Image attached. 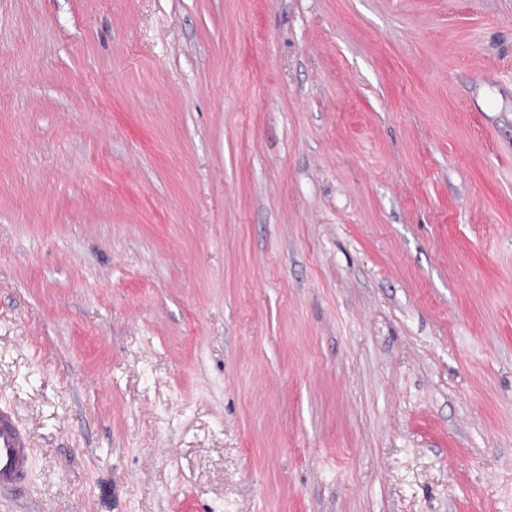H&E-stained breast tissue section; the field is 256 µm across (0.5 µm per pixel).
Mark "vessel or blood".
Returning a JSON list of instances; mask_svg holds the SVG:
<instances>
[{
  "label": "vessel or blood",
  "instance_id": "vessel-or-blood-1",
  "mask_svg": "<svg viewBox=\"0 0 512 512\" xmlns=\"http://www.w3.org/2000/svg\"><path fill=\"white\" fill-rule=\"evenodd\" d=\"M30 463V436L13 408L0 407V493H21L26 488Z\"/></svg>",
  "mask_w": 512,
  "mask_h": 512
}]
</instances>
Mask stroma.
I'll return each mask as SVG.
<instances>
[{"instance_id": "stroma-1", "label": "stroma", "mask_w": 512, "mask_h": 512, "mask_svg": "<svg viewBox=\"0 0 512 512\" xmlns=\"http://www.w3.org/2000/svg\"><path fill=\"white\" fill-rule=\"evenodd\" d=\"M0 512H512V0H0ZM30 463V436L13 408L0 407V493H22Z\"/></svg>"}]
</instances>
